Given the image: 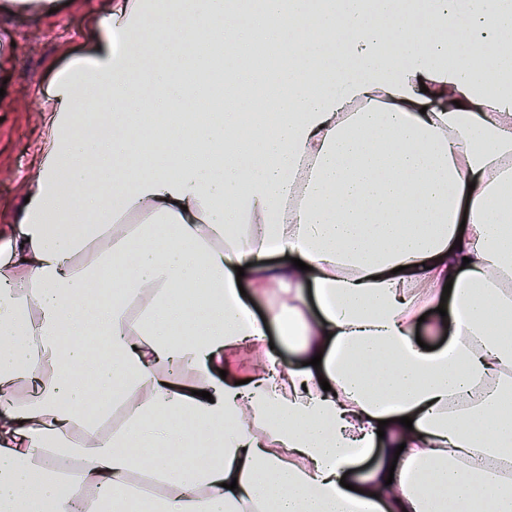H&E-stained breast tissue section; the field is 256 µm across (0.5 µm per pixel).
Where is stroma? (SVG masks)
Instances as JSON below:
<instances>
[{
  "label": "stroma",
  "mask_w": 512,
  "mask_h": 512,
  "mask_svg": "<svg viewBox=\"0 0 512 512\" xmlns=\"http://www.w3.org/2000/svg\"><path fill=\"white\" fill-rule=\"evenodd\" d=\"M102 0H56L49 15L0 11V247L14 234L11 219L35 175L45 137L42 106L53 72L84 54L88 24Z\"/></svg>",
  "instance_id": "stroma-1"
}]
</instances>
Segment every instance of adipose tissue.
Listing matches in <instances>:
<instances>
[{"label":"adipose tissue","mask_w":512,"mask_h":512,"mask_svg":"<svg viewBox=\"0 0 512 512\" xmlns=\"http://www.w3.org/2000/svg\"><path fill=\"white\" fill-rule=\"evenodd\" d=\"M380 2L112 0L55 72L0 512H512V0Z\"/></svg>","instance_id":"adipose-tissue-1"}]
</instances>
